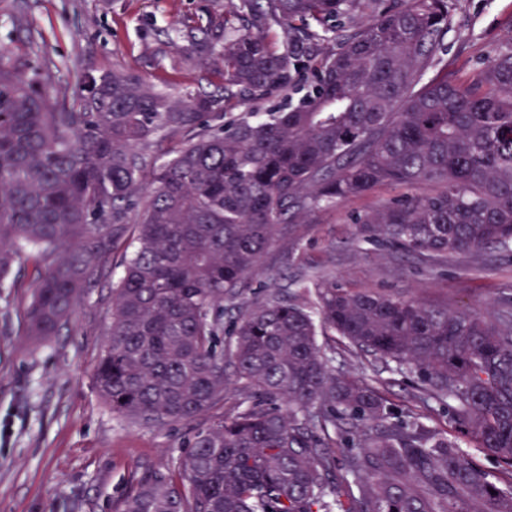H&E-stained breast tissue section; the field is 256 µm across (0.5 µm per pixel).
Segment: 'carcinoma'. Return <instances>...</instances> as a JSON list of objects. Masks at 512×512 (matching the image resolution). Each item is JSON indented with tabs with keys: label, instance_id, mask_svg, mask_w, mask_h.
Here are the masks:
<instances>
[{
	"label": "carcinoma",
	"instance_id": "obj_1",
	"mask_svg": "<svg viewBox=\"0 0 512 512\" xmlns=\"http://www.w3.org/2000/svg\"><path fill=\"white\" fill-rule=\"evenodd\" d=\"M229 2L179 31L218 54V93L112 70L71 104L0 46V288L31 290L25 335H58L123 248L96 372L112 413L190 424L228 386L244 395L118 512H512V308L487 320L315 283L318 315L275 298L224 340V298L275 237L376 187L406 193L355 218L367 237L425 259L512 244V35L462 79L458 0ZM325 331L453 401L501 471L331 373Z\"/></svg>",
	"mask_w": 512,
	"mask_h": 512
}]
</instances>
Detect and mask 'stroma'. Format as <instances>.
<instances>
[{
    "mask_svg": "<svg viewBox=\"0 0 512 512\" xmlns=\"http://www.w3.org/2000/svg\"><path fill=\"white\" fill-rule=\"evenodd\" d=\"M224 0H0V43L25 51L56 90L73 94L83 73L122 68L148 83L195 92L219 89L213 61L183 49L184 23L223 12ZM512 30V0H460L448 34V59L473 76ZM378 187L312 214L278 236L225 299L224 318L238 309L288 296L304 282L333 283L351 292L403 293L491 318L512 305V246L437 261L366 238L352 220L387 203ZM123 274L114 254L105 275L79 302L55 339L33 344L24 334L26 288L0 290V512H116L133 480L167 470L191 426L161 429L114 416L99 397L95 369L112 322V285ZM330 365L376 385L389 405L411 411L491 473L497 459L451 421L449 407L422 401L415 378L400 374L341 336L320 337Z\"/></svg>",
    "mask_w": 512,
    "mask_h": 512,
    "instance_id": "35a3bbf8",
    "label": "stroma"
}]
</instances>
